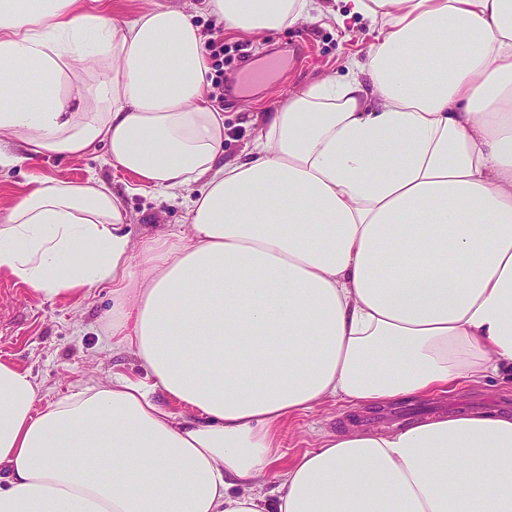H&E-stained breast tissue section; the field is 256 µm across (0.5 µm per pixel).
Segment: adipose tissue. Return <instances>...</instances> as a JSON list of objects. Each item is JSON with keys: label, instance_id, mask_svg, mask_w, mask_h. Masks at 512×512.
Here are the masks:
<instances>
[{"label": "adipose tissue", "instance_id": "adipose-tissue-1", "mask_svg": "<svg viewBox=\"0 0 512 512\" xmlns=\"http://www.w3.org/2000/svg\"><path fill=\"white\" fill-rule=\"evenodd\" d=\"M199 9L250 35L358 17L378 40L227 161L193 14L0 0V168L101 150L138 188L200 187L186 229L136 254L95 177L31 178L0 221V274L49 300L111 283V334L145 371L41 408L0 361V512H512L509 414L352 431L290 462L279 442L328 402L512 372V0Z\"/></svg>", "mask_w": 512, "mask_h": 512}]
</instances>
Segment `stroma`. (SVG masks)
I'll return each instance as SVG.
<instances>
[{
    "mask_svg": "<svg viewBox=\"0 0 512 512\" xmlns=\"http://www.w3.org/2000/svg\"><path fill=\"white\" fill-rule=\"evenodd\" d=\"M196 21L212 38L208 44L211 66L224 72L223 86L213 87L212 103L223 106L224 157L232 160L251 149L265 113L274 111L290 93L319 77L346 76V63L364 56L376 34L367 21H346L337 26L328 19L300 24L262 36L240 34L217 25L207 15ZM253 54L290 59L288 69L251 87L239 81ZM32 176L83 180L94 176L113 186L127 213L134 240L166 234L186 226L188 191L164 199L152 190H134L130 174L104 163L102 156L82 159L52 158L0 171V219ZM112 287L91 288L86 299L46 301L30 288L0 275V358L30 370L43 401H56L81 387L110 381L119 372L133 378L143 374L139 360L113 344ZM400 407L421 408L408 424L448 413L449 409L495 411L512 414V382L491 377L448 396L408 398ZM388 409L358 408L348 403H327L289 420L282 434L283 451L294 458L316 448L330 435L353 428L387 431Z\"/></svg>",
    "mask_w": 512,
    "mask_h": 512,
    "instance_id": "35a3bbf8",
    "label": "stroma"
}]
</instances>
